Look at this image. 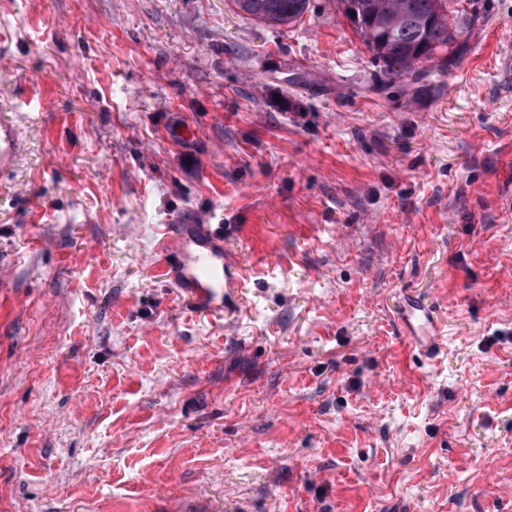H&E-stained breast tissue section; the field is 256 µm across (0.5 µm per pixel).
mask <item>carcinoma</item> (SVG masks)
Returning a JSON list of instances; mask_svg holds the SVG:
<instances>
[{
	"mask_svg": "<svg viewBox=\"0 0 512 512\" xmlns=\"http://www.w3.org/2000/svg\"><path fill=\"white\" fill-rule=\"evenodd\" d=\"M339 10L388 76L427 73L416 68L456 40L447 0H336ZM246 16L261 23L285 26L296 22L310 0H234Z\"/></svg>",
	"mask_w": 512,
	"mask_h": 512,
	"instance_id": "carcinoma-1",
	"label": "carcinoma"
}]
</instances>
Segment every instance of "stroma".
Masks as SVG:
<instances>
[{
	"label": "stroma",
	"instance_id": "35a3bbf8",
	"mask_svg": "<svg viewBox=\"0 0 512 512\" xmlns=\"http://www.w3.org/2000/svg\"><path fill=\"white\" fill-rule=\"evenodd\" d=\"M448 14L419 85L336 0H0V512H506L512 0ZM181 224L224 227L223 311L158 273ZM234 3L244 15L255 21L285 26L304 15L310 0H234ZM23 151L21 128L15 119L0 117V175L9 174L16 167ZM405 336L412 345L428 354L442 344L444 331L433 311L417 298H409L400 312Z\"/></svg>",
	"mask_w": 512,
	"mask_h": 512
}]
</instances>
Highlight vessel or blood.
<instances>
[{"label":"vessel or blood","instance_id":"1","mask_svg":"<svg viewBox=\"0 0 512 512\" xmlns=\"http://www.w3.org/2000/svg\"><path fill=\"white\" fill-rule=\"evenodd\" d=\"M11 106L0 102V175L9 174L16 167L23 151L21 128L9 118ZM179 288L192 293L207 291L217 298L221 291L231 287L233 275L224 259V227L207 225L201 231L183 229L174 234L170 259L163 265ZM405 334L412 345L428 354L442 344L444 331L432 310L418 299H408L400 312Z\"/></svg>","mask_w":512,"mask_h":512}]
</instances>
